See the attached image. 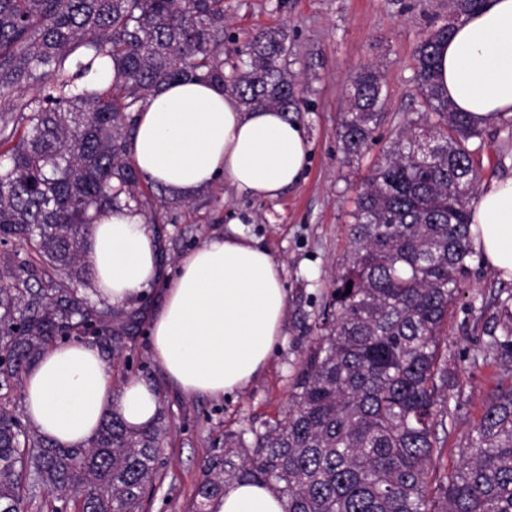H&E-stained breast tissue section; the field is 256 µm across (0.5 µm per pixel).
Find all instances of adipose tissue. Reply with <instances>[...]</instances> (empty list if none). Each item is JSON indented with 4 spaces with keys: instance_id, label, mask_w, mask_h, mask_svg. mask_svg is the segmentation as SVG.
Segmentation results:
<instances>
[{
    "instance_id": "1",
    "label": "adipose tissue",
    "mask_w": 512,
    "mask_h": 512,
    "mask_svg": "<svg viewBox=\"0 0 512 512\" xmlns=\"http://www.w3.org/2000/svg\"><path fill=\"white\" fill-rule=\"evenodd\" d=\"M439 83L456 111L478 126L512 118V0H486L454 24L442 44ZM310 144L299 122L274 108L244 111L212 83L188 78L165 85L140 112L131 157L146 180L184 198L227 181L238 193L273 200L297 186ZM473 248L503 279H512V176L484 183L471 207ZM83 260L95 299L120 307L162 285L149 326L154 360L188 396L220 397L242 389L265 368L288 311L282 264L234 230L214 233L163 269L160 243L141 214L122 207L92 223ZM30 424L47 441L85 447L108 412L134 432L156 422L160 400L131 378L113 390L98 348L49 346L23 383ZM214 512H285L271 488L233 481Z\"/></svg>"
}]
</instances>
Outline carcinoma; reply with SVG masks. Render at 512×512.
I'll return each mask as SVG.
<instances>
[{
  "instance_id": "carcinoma-1",
  "label": "carcinoma",
  "mask_w": 512,
  "mask_h": 512,
  "mask_svg": "<svg viewBox=\"0 0 512 512\" xmlns=\"http://www.w3.org/2000/svg\"><path fill=\"white\" fill-rule=\"evenodd\" d=\"M484 0H448V21L414 48L427 116L408 123L357 196L352 253L302 361L288 419L224 443L203 463L189 512H210L224 486L250 480L286 499V512H512V385L488 393L461 465L434 466L438 428L453 424L441 335L473 258L471 142L481 129L440 87L437 57L453 22ZM224 0H0V390L23 380L44 349L80 341L119 351L112 311L65 284L90 274L82 257L89 210H142L129 158L136 114L170 82L197 78L246 110L300 111L287 68L288 35H252L225 70ZM115 78L79 89L93 62ZM380 72L352 79L345 149L360 153L383 118ZM489 348L512 361V293L498 299ZM160 428L128 430L107 415L87 448L56 446L23 424L0 394V512H140L157 473ZM51 492L34 502L30 484Z\"/></svg>"
}]
</instances>
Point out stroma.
Here are the masks:
<instances>
[{
    "label": "stroma",
    "instance_id": "1",
    "mask_svg": "<svg viewBox=\"0 0 512 512\" xmlns=\"http://www.w3.org/2000/svg\"><path fill=\"white\" fill-rule=\"evenodd\" d=\"M226 48H243L249 35L268 27L286 28L290 68L298 76L299 121L312 145L303 181L279 199L265 201L236 194L227 184L190 199L156 203L145 220L162 243V261L201 245L237 218L241 231L258 239L283 264L288 290L284 334L266 367L243 389L220 397H189L169 385L154 361L146 336L148 310L160 296L149 293L122 309L131 319L125 348L110 360L113 388L131 377L151 384L160 396L167 439L158 477L145 495L146 512H188L202 480L201 466L221 454L226 439L285 420L294 404V381L319 334L322 313L351 251L349 229L354 201L371 169L408 121L422 113L413 79V50L434 26L446 21L448 0H225ZM375 66L387 92L385 117L361 154L344 151L339 136L347 110V89L361 68ZM473 161L481 182L512 175V123L483 129ZM461 286L441 341L451 380L449 405L454 428L443 434L437 469L459 465L483 400L501 381L512 378V363L485 351L493 325L492 303L512 290L480 257Z\"/></svg>",
    "mask_w": 512,
    "mask_h": 512
}]
</instances>
